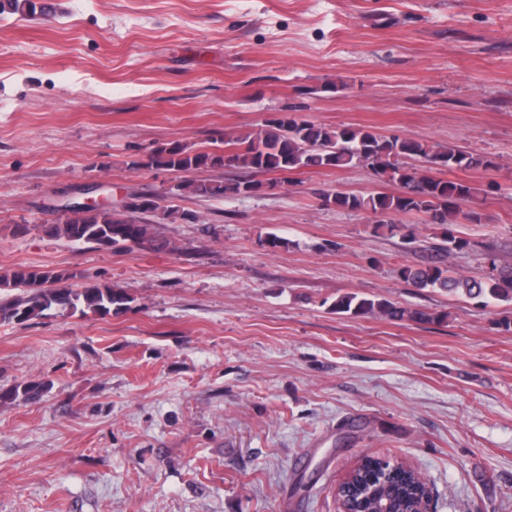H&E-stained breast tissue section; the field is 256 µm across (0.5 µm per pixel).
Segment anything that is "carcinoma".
<instances>
[{"instance_id":"obj_1","label":"carcinoma","mask_w":512,"mask_h":512,"mask_svg":"<svg viewBox=\"0 0 512 512\" xmlns=\"http://www.w3.org/2000/svg\"><path fill=\"white\" fill-rule=\"evenodd\" d=\"M49 5L41 0H0V14L22 13L34 15L45 12ZM242 146L229 153L193 152L182 145L157 147L140 166L191 171L201 168H229L242 171L241 179L231 183L198 182L186 180L180 189L204 197L239 195L252 188V176L263 172H296L312 169L347 168L364 164L382 180L398 186L395 194L371 192L368 194H323L325 203L338 208L368 211L385 215H424L433 224L452 225L459 217L478 223L481 214L473 209L463 210L479 196H488L494 186L478 188L463 181L437 178L431 171L437 167L453 169H491L496 163L474 155L456 145L435 146L421 141L385 136L358 127L329 128L306 120H298L286 113L265 121L256 131H248L230 138ZM420 162V166L411 161ZM54 239L71 243H91L106 248H122L129 252L150 245L165 248L168 243L156 238L149 224L130 215L105 207L73 210L45 229ZM469 242L448 235V248L439 260L422 266H406L401 277L416 288H432L449 295H462L483 305L492 301L512 302V265L493 266L496 274L486 280L458 277L447 264L455 250H463ZM78 277L73 271H53L22 267L0 275V290L10 289L14 294L0 297V320L25 323L55 310L72 314L90 310L109 315L129 302L120 288L107 284L89 283L80 288L63 286ZM336 312L352 316L379 314L391 321L413 320L423 323H442L445 312L412 310L386 298H368L347 293L334 304ZM47 390L44 383L15 384L0 388V401L39 399ZM383 458L365 456L352 471L350 485L355 507L363 512H374V505L388 504L389 512H413L425 489L411 471L402 468L393 473L381 466Z\"/></svg>"}]
</instances>
